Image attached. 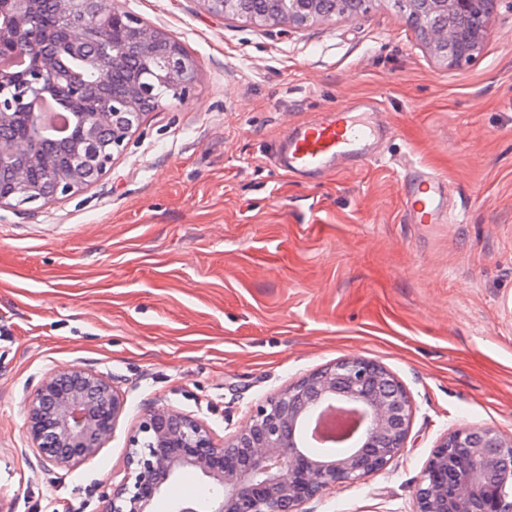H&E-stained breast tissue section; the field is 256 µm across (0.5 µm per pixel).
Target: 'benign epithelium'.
I'll list each match as a JSON object with an SVG mask.
<instances>
[{
    "label": "benign epithelium",
    "instance_id": "7a95c632",
    "mask_svg": "<svg viewBox=\"0 0 512 512\" xmlns=\"http://www.w3.org/2000/svg\"><path fill=\"white\" fill-rule=\"evenodd\" d=\"M212 14L230 16L242 0H202ZM320 0H288L279 24L297 27L317 21L312 6ZM35 0H0V49L28 60L17 71L0 65V170L7 167L15 184L32 192L30 201L73 195L97 181L114 156L101 152L109 140L122 148L154 105L147 88L135 86L122 112L109 102L93 112L71 113L82 130L68 164L49 168L45 181L29 182V171L44 165L39 152L43 119L35 104L57 96L66 85L75 104L87 85L61 56L79 58L98 72L99 88L127 67L129 50L149 61L151 75L173 82L178 96L189 94L197 76L193 60L159 55V47L177 45L168 35L138 16L120 13L114 0H54L66 19L58 49L51 52L35 37ZM123 16L131 32L130 47H112L103 59L97 48L112 19ZM28 117L14 134L16 112ZM329 401L363 410L365 434H347L346 450L313 448L303 428ZM127 408V397L112 377L72 367L50 371L25 401L23 432L35 455L60 469H71L96 456L109 441ZM417 406L403 384L383 365L348 356L312 372L267 398L233 433L219 436L204 419L166 405L148 409L128 439L120 480L102 498L101 512H154L168 482L185 470L201 474L224 492L209 498L206 512H305L303 506L342 483H357L385 469L407 447ZM414 512H512V434L489 426L460 425L440 438L414 488Z\"/></svg>",
    "mask_w": 512,
    "mask_h": 512
}]
</instances>
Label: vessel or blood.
Returning <instances> with one entry per match:
<instances>
[{
	"instance_id": "vessel-or-blood-1",
	"label": "vessel or blood",
	"mask_w": 512,
	"mask_h": 512,
	"mask_svg": "<svg viewBox=\"0 0 512 512\" xmlns=\"http://www.w3.org/2000/svg\"><path fill=\"white\" fill-rule=\"evenodd\" d=\"M392 135L385 112L372 99L355 100L290 127L273 159L289 175L322 177L380 160ZM448 192L447 181L407 166L403 206L409 223H437L448 213Z\"/></svg>"
}]
</instances>
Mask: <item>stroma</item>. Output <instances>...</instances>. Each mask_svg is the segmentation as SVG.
Returning a JSON list of instances; mask_svg holds the SVG:
<instances>
[{
	"instance_id": "stroma-1",
	"label": "stroma",
	"mask_w": 512,
	"mask_h": 512,
	"mask_svg": "<svg viewBox=\"0 0 512 512\" xmlns=\"http://www.w3.org/2000/svg\"><path fill=\"white\" fill-rule=\"evenodd\" d=\"M119 4L181 44L197 80L91 187L0 208V503L98 512L149 405L224 435L355 355L413 397L408 446L310 508L413 512L446 430L512 434V0L476 60L452 67L387 0L304 27L224 19L201 0ZM356 98L388 114L384 158L305 182L270 163L287 128ZM406 154L450 183V222L404 223ZM75 366L112 376L128 402L105 448L64 470L28 448L23 404ZM207 489L184 472L157 510Z\"/></svg>"
}]
</instances>
